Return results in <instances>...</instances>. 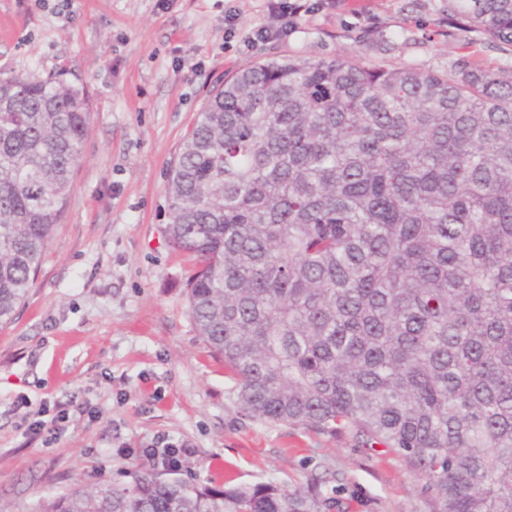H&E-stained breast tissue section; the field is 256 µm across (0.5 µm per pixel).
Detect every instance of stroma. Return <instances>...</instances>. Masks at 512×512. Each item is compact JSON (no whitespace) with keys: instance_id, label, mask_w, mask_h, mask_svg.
<instances>
[{"instance_id":"obj_1","label":"stroma","mask_w":512,"mask_h":512,"mask_svg":"<svg viewBox=\"0 0 512 512\" xmlns=\"http://www.w3.org/2000/svg\"><path fill=\"white\" fill-rule=\"evenodd\" d=\"M287 37L268 0H0V70L62 74L91 124L34 285L0 323V512L65 487L123 482L160 440L186 444L178 477L210 487L317 485L338 512H430L394 450L244 417L222 357L188 312L194 264L168 244L167 173L225 78L284 57L443 73L512 68V47L450 16L448 0H331ZM237 32L225 39L226 11ZM67 405L55 439L28 435Z\"/></svg>"}]
</instances>
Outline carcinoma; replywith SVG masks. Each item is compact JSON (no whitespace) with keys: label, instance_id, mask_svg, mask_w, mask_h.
<instances>
[{"label":"carcinoma","instance_id":"cac0c4a2","mask_svg":"<svg viewBox=\"0 0 512 512\" xmlns=\"http://www.w3.org/2000/svg\"><path fill=\"white\" fill-rule=\"evenodd\" d=\"M512 45V0H448ZM91 123L54 75L0 73V322L31 288ZM171 247L242 414L351 430L431 512H512V70L288 58L238 72L183 139ZM38 512H331L316 490L138 465Z\"/></svg>","mask_w":512,"mask_h":512}]
</instances>
